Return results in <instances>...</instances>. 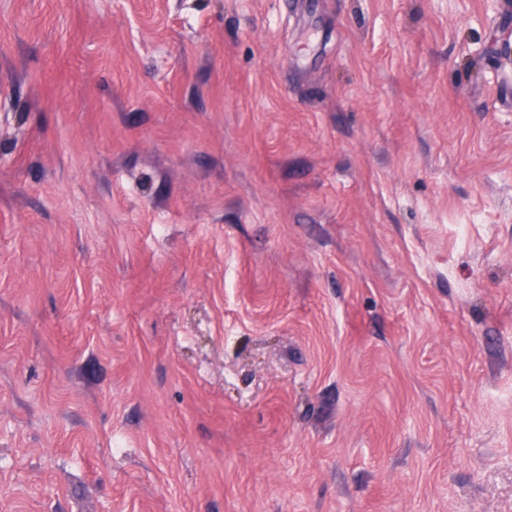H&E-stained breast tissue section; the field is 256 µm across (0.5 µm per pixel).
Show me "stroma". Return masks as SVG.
<instances>
[{
  "mask_svg": "<svg viewBox=\"0 0 512 512\" xmlns=\"http://www.w3.org/2000/svg\"><path fill=\"white\" fill-rule=\"evenodd\" d=\"M0 512H512V0H0Z\"/></svg>",
  "mask_w": 512,
  "mask_h": 512,
  "instance_id": "1",
  "label": "stroma"
}]
</instances>
